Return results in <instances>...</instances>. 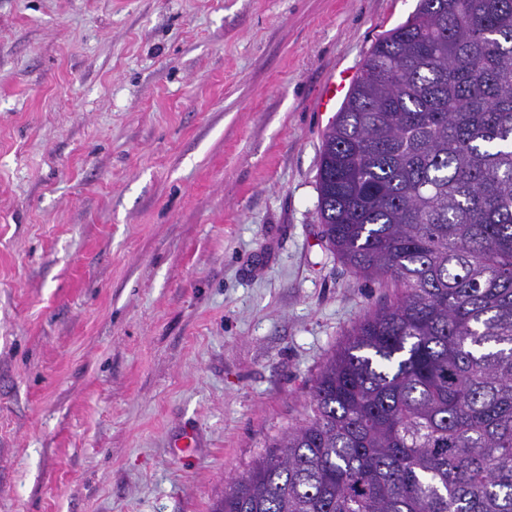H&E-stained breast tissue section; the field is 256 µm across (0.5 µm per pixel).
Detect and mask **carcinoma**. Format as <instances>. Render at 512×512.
<instances>
[{
	"instance_id": "obj_1",
	"label": "carcinoma",
	"mask_w": 512,
	"mask_h": 512,
	"mask_svg": "<svg viewBox=\"0 0 512 512\" xmlns=\"http://www.w3.org/2000/svg\"><path fill=\"white\" fill-rule=\"evenodd\" d=\"M318 213L396 301L214 512H512V0H419L326 129Z\"/></svg>"
}]
</instances>
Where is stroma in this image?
Instances as JSON below:
<instances>
[{"instance_id": "obj_1", "label": "stroma", "mask_w": 512, "mask_h": 512, "mask_svg": "<svg viewBox=\"0 0 512 512\" xmlns=\"http://www.w3.org/2000/svg\"><path fill=\"white\" fill-rule=\"evenodd\" d=\"M417 0H0V512H212L393 285L317 210L329 76Z\"/></svg>"}]
</instances>
